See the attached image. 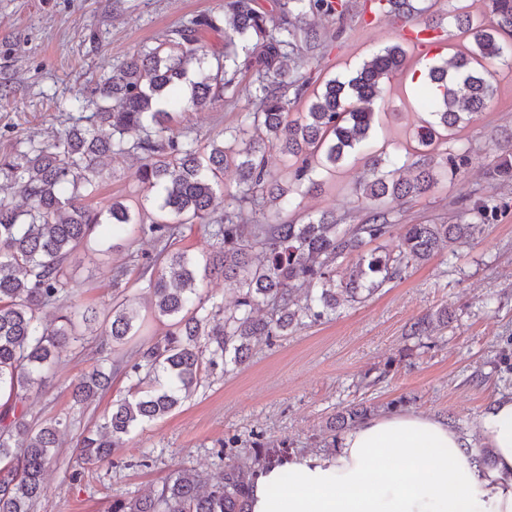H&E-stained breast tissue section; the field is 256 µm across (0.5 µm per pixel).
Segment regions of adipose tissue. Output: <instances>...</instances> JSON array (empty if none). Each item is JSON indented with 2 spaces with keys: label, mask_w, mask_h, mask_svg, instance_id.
Here are the masks:
<instances>
[{
  "label": "adipose tissue",
  "mask_w": 512,
  "mask_h": 512,
  "mask_svg": "<svg viewBox=\"0 0 512 512\" xmlns=\"http://www.w3.org/2000/svg\"><path fill=\"white\" fill-rule=\"evenodd\" d=\"M478 429L488 469L447 421L408 411L369 418L335 453L258 471L249 512H512V397L498 399Z\"/></svg>",
  "instance_id": "obj_1"
}]
</instances>
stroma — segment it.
Wrapping results in <instances>:
<instances>
[{
    "label": "stroma",
    "instance_id": "35a3bbf8",
    "mask_svg": "<svg viewBox=\"0 0 512 512\" xmlns=\"http://www.w3.org/2000/svg\"><path fill=\"white\" fill-rule=\"evenodd\" d=\"M363 4L349 0L341 25L315 17L321 47L309 66L320 78L348 75L397 40L398 24L386 15L366 19ZM201 14L223 16L224 0H0V158L17 155L31 140L53 142L68 125L62 103L86 95L104 70ZM492 69L493 101L458 133L470 149L467 164L457 175L439 177L427 193L396 202L394 215L401 224L447 222L491 196L501 206L494 224L410 266L364 302L343 303L331 318L256 344L245 364L203 373L177 410L132 431L110 459L90 465L77 460L78 440L126 394L127 365L141 343L163 337L167 322L151 315L147 279L132 260L153 253L151 239L100 233L76 252L69 261L76 303L102 309L113 299L126 301L139 314L141 336L115 353L107 337L88 336L62 352L45 388L27 394L23 405L34 423H68L34 512H110L113 499L160 490L174 471L216 474L224 468L220 444L231 436L243 449L262 439L299 454L318 450L327 423L352 404L385 413L397 400L404 410L451 420L470 435L473 448L483 447L479 418L497 397L512 396V186L486 176L512 134V59ZM248 85L240 78L234 96L186 109L178 127L191 129L203 146L222 138L252 108ZM418 93L409 78L390 80L369 137L388 170L404 177L414 127L425 117ZM135 167L132 160L115 162L95 189H78L82 203L100 210L116 200L136 205L146 191L132 176ZM363 170L360 151L335 169H316L317 190L294 186L289 209L269 205L254 220L304 223L333 211L360 223L367 202L356 184ZM120 264L129 272L116 288L110 270ZM441 309L451 313L449 323L423 336L412 333L414 322ZM104 359L112 366L110 390L75 403L73 384Z\"/></svg>",
    "mask_w": 512,
    "mask_h": 512
}]
</instances>
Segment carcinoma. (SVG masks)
Here are the masks:
<instances>
[{
  "mask_svg": "<svg viewBox=\"0 0 512 512\" xmlns=\"http://www.w3.org/2000/svg\"><path fill=\"white\" fill-rule=\"evenodd\" d=\"M421 0H387V12L412 18L425 9ZM287 17L274 22L256 8V0H224V21L201 15L173 29L157 45L103 73L89 95L70 108L83 112L52 146L29 141L25 150L4 163L8 187L0 186V512H32L45 497L44 475L56 456L66 423L56 419L35 425L18 405L24 395L46 385L55 358L83 340L99 324L93 307L73 308V277L67 261L91 242L98 226L115 233H139L160 250L146 257L153 269L148 288L155 315L171 320L163 338L142 345L139 361L126 371L128 394L112 402V410L96 430L77 446L86 464L107 459L138 426L161 419L189 397L200 382L202 365L211 368L232 362L242 365L251 343L271 341L305 320L336 314L341 301L359 302L399 276L411 262L429 261L441 248L484 232L498 214L495 199L469 210L471 220L457 224H396L392 210L376 206L359 224H344L333 212L305 224H254L246 212L286 201V189L265 166V143H274L301 158L294 181L309 180L313 167L331 170L348 152L365 145L383 98L385 84L402 73L407 50L402 41L385 47L363 63L346 81L326 80L313 92L305 115L291 119L288 93L304 97L318 82L313 71H285L287 60L312 53L320 46L308 15L343 22L346 0H287ZM490 18L477 21L466 7L453 20L469 35L472 46L430 67V86L422 107L434 120H424L414 135L421 159L411 178H393L385 159L369 157L358 191L376 202L398 201L425 193L436 170L454 172L466 165L469 149L436 153L438 141L464 126L493 99L496 87L486 64L512 52L502 38L512 35V0H489ZM224 30V50L209 55L201 33ZM255 47L240 57L246 40ZM254 86L253 109L241 125L224 131L205 147L192 130L172 128L169 109L187 103L202 108L235 86L240 73ZM245 147H240L244 136ZM488 170L489 178L512 184V134ZM143 160L135 179L156 190L151 206L139 202L132 212L122 202L108 212L79 202L75 190L94 186L113 162ZM234 168L238 193L230 196L224 217H210L215 188L224 172ZM20 194L28 205L13 204L6 189ZM208 224L215 240L202 261L172 252V241L188 224ZM397 236L396 251H362L368 244ZM357 260L345 277L336 280L339 260ZM208 276L224 278L237 293L234 307L208 310L198 283ZM61 312L46 320L45 312ZM136 315L117 302L104 313L112 347L137 334ZM448 322V313L419 319L414 330L427 333L433 324ZM111 377L101 368L85 374L74 386L75 401L85 403L106 390ZM373 409L354 405L329 423L337 441L341 433L371 417ZM283 452L275 444L257 443L253 452H224V470L209 479L179 470L162 488L140 497L117 499L111 512H248L247 490L256 473Z\"/></svg>",
  "mask_w": 512,
  "mask_h": 512,
  "instance_id": "obj_1",
  "label": "carcinoma"
}]
</instances>
